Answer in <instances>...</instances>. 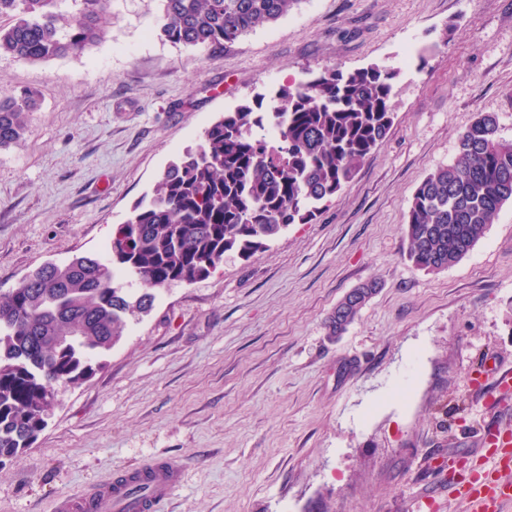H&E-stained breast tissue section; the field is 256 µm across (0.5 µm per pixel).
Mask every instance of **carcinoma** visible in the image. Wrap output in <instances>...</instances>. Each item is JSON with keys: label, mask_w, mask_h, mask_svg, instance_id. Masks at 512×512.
<instances>
[{"label": "carcinoma", "mask_w": 512, "mask_h": 512, "mask_svg": "<svg viewBox=\"0 0 512 512\" xmlns=\"http://www.w3.org/2000/svg\"><path fill=\"white\" fill-rule=\"evenodd\" d=\"M157 36L218 48L286 16L299 0H159ZM112 0H0V57L42 63L80 56L105 37ZM395 71L324 68L226 112L162 171L151 196L115 226L105 255L47 262L0 292V463L31 447L62 381L77 385L94 357L153 307L152 291L211 276L230 252L249 258L291 224H308L357 174L394 123ZM36 95L0 94V151L28 132ZM512 201V140L479 114L453 160L415 189L404 234L414 266L462 260ZM143 292L137 294L133 286ZM366 283L325 321L339 338L377 291ZM58 336H70L64 345Z\"/></svg>", "instance_id": "1"}]
</instances>
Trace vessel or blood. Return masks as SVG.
Returning a JSON list of instances; mask_svg holds the SVG:
<instances>
[{"mask_svg": "<svg viewBox=\"0 0 512 512\" xmlns=\"http://www.w3.org/2000/svg\"><path fill=\"white\" fill-rule=\"evenodd\" d=\"M482 442L481 457L452 471L448 483L471 503L472 512H512V426L489 424ZM136 475L138 493L117 479L90 495L58 497L53 512H157L182 483L181 468L164 460L144 464Z\"/></svg>", "mask_w": 512, "mask_h": 512, "instance_id": "b4317fda", "label": "vessel or blood"}]
</instances>
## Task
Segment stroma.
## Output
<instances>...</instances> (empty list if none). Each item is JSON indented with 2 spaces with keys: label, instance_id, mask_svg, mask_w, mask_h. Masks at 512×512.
<instances>
[{
  "label": "stroma",
  "instance_id": "obj_1",
  "mask_svg": "<svg viewBox=\"0 0 512 512\" xmlns=\"http://www.w3.org/2000/svg\"><path fill=\"white\" fill-rule=\"evenodd\" d=\"M158 0H112L104 42L29 64L0 57V93L30 89L29 132L0 152V291L47 261L102 253L167 164L224 113L310 73L397 70L385 142L308 224L250 259L229 253L151 311L59 392L36 443L0 466V512H52L130 468L174 461L160 512H468L455 467L512 421V201L437 274L403 233L419 183L448 164L476 113L512 139V0H299L217 50L154 31ZM379 289L340 338L325 320Z\"/></svg>",
  "mask_w": 512,
  "mask_h": 512
}]
</instances>
